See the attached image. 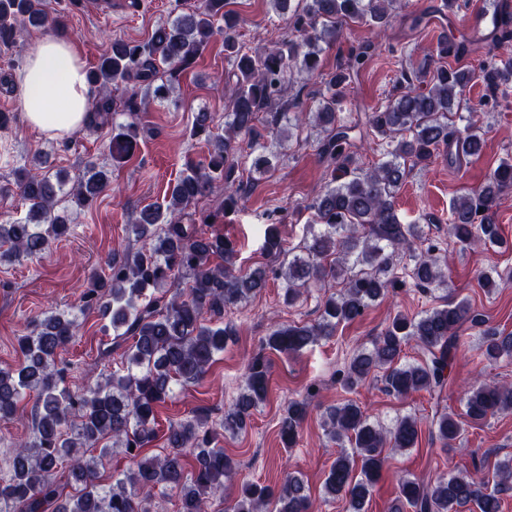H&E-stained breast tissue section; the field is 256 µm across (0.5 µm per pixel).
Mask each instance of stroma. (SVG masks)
Here are the masks:
<instances>
[{"mask_svg": "<svg viewBox=\"0 0 512 512\" xmlns=\"http://www.w3.org/2000/svg\"><path fill=\"white\" fill-rule=\"evenodd\" d=\"M110 13L93 7L76 6L70 0H46L51 15L62 16L66 34L75 44L87 68H94L113 39L144 40L158 26L175 16L174 0H141L138 10L128 9L127 0H111ZM230 9L241 18L239 39L247 46L271 44L280 39L287 25L271 10L267 0H230ZM422 14L420 26L411 17ZM453 32L465 41L468 51L460 66L479 69L499 60L501 51L493 39L474 40L461 12L448 11L442 0H401L391 25L378 30L366 25L345 26L334 43L324 46V72L334 71L351 50L366 48L367 56L355 77L348 99L338 118L346 124H365L372 109L384 105L402 72L420 67L434 51L439 38ZM46 29H29L21 44L0 45V101L15 116L11 126L0 129V224L24 220L29 204L14 183V172L42 158L49 172L62 173L74 183L88 167H106L112 172V188L92 206L80 209L67 192H60L59 206L72 219L65 237L50 250L0 267V368L16 367L21 355L17 338L31 321L51 309L77 306L93 275L107 273L113 255L134 251L141 243L130 230L135 215L145 206L161 205L169 185L180 175L186 160L204 161L206 141L191 138L189 129L195 112H211L216 127L224 125V87L218 74L228 71L224 37L215 39L193 68L183 73L172 101L153 102L147 111L116 112L119 122L135 121L145 129L133 157L114 163L108 152L106 130L81 129L62 138H51L31 129L24 118L15 90L6 89L3 78L15 73L27 50L46 36ZM484 146L480 156L461 164L437 159L425 169H413L396 197V209L405 223L423 225L429 237L444 243L448 259L446 286L423 293L413 288L387 292L357 321L340 325L333 336L320 339L300 354L269 352L271 383L268 400L258 406L247 430L224 438L223 446L238 464V483L252 481L280 486L295 475L309 486L317 512H348L344 498H325L323 483L339 451L329 443L323 422L329 407L356 402L373 423L388 427L402 416L426 424L434 408L454 413L461 425L455 448L444 449L422 435L417 447L392 451L376 485L366 512H388L400 477L430 479L458 475L475 468H493L512 458V413L481 421L465 414L462 390L475 379L512 385V358L479 361L483 342L477 330L463 329L451 375L441 401L419 392L404 399L387 394L382 370L372 371L355 389L339 380L351 359L370 348L372 339L395 314L414 317L446 300L468 301L488 318L492 326L512 332V283L488 290L482 288L480 271L512 266V248L459 249L448 241V210L455 197L482 185L501 160L512 157V86L501 88L493 107L485 109ZM318 128L308 125L284 142V149L268 171L244 167L250 188L237 211L217 225V232L235 238L239 244L238 264L244 269L278 267L276 258L261 249V230L267 222L280 224L286 247L296 248L310 236L305 221L293 216L298 204H308L325 188L331 170L319 153ZM322 293L311 289L296 305L283 301L282 284L269 280L266 288L248 302L226 313L236 335L219 354L206 376L193 384L176 388L158 409L159 431L170 423L189 417L194 411L219 419L235 401L243 384L246 367L259 351L274 323H315L320 318ZM97 313L79 316L75 335L62 354L69 366L71 387H80L90 373H111L120 364L119 351L111 347L112 335L102 329ZM316 387L307 397L308 387ZM308 398L309 407L299 441L283 447L278 438L279 421L291 399Z\"/></svg>", "mask_w": 512, "mask_h": 512, "instance_id": "35a3bbf8", "label": "stroma"}]
</instances>
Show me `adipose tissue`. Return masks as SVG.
I'll use <instances>...</instances> for the list:
<instances>
[{"label": "adipose tissue", "instance_id": "ef3b65f1", "mask_svg": "<svg viewBox=\"0 0 512 512\" xmlns=\"http://www.w3.org/2000/svg\"><path fill=\"white\" fill-rule=\"evenodd\" d=\"M15 87L27 124L52 138L80 128L92 97L83 61L69 39L56 35L27 52Z\"/></svg>", "mask_w": 512, "mask_h": 512}]
</instances>
